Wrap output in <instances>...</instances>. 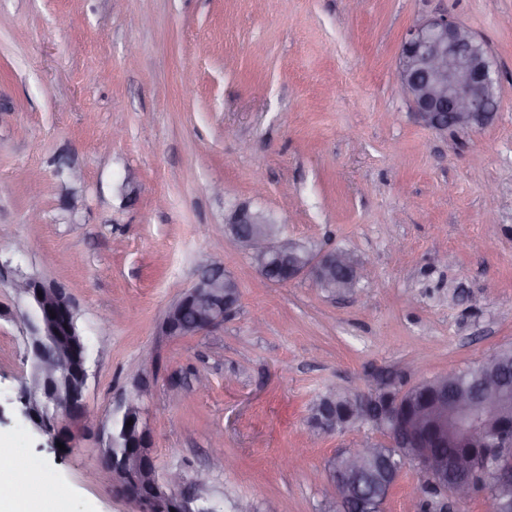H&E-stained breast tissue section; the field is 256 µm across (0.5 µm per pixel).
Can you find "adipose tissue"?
<instances>
[{
  "label": "adipose tissue",
  "instance_id": "adipose-tissue-1",
  "mask_svg": "<svg viewBox=\"0 0 512 512\" xmlns=\"http://www.w3.org/2000/svg\"><path fill=\"white\" fill-rule=\"evenodd\" d=\"M7 455L10 465L0 468V512H30V504L44 496L58 504V496L45 494L50 477L42 465L14 447L8 448Z\"/></svg>",
  "mask_w": 512,
  "mask_h": 512
}]
</instances>
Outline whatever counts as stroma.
I'll use <instances>...</instances> for the list:
<instances>
[{"label":"stroma","instance_id":"1","mask_svg":"<svg viewBox=\"0 0 512 512\" xmlns=\"http://www.w3.org/2000/svg\"><path fill=\"white\" fill-rule=\"evenodd\" d=\"M440 14L496 62L487 125L425 126L396 78L409 28ZM244 201L350 251L356 292L263 281L224 237ZM211 263L239 279L235 312L162 335ZM21 275L66 288L90 346L95 418L62 453L21 412ZM510 345L512 0H0V440L44 462L67 512H136L93 432L137 385L159 469L198 484L202 512H333L329 460L382 435L310 441L319 394L402 390ZM216 435L231 469L209 466Z\"/></svg>","mask_w":512,"mask_h":512}]
</instances>
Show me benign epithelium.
Returning <instances> with one entry per match:
<instances>
[{
    "label": "benign epithelium",
    "instance_id": "obj_1",
    "mask_svg": "<svg viewBox=\"0 0 512 512\" xmlns=\"http://www.w3.org/2000/svg\"><path fill=\"white\" fill-rule=\"evenodd\" d=\"M397 79L417 117L436 130L483 126L499 109L494 58L482 40L446 15L425 17L408 30ZM226 224L229 240L268 283H280L279 273L286 272L290 281L309 277L334 291L351 293L363 276V268L345 250L300 251L301 244L282 237L275 219L247 202L235 207ZM237 282L221 266L206 267L168 308L162 334L190 336L224 324L239 302L234 290ZM13 288L31 312L23 316V323L34 374L20 391L23 415L51 436V447H57L59 431L68 447L73 438L71 424L90 417L84 395L88 345L66 289L35 275L15 279ZM454 377L455 371L450 370L440 380L429 379L402 390L398 397L377 384L349 394L343 408L320 405L313 413V438L368 424L384 434L383 445L396 450L395 458L424 467L426 485L438 496L436 512H460V504L480 487L478 479L487 471L498 512H512V386L500 372L483 381L478 390L461 392L451 385ZM143 398L139 393L120 407L138 425L134 439H144L130 457L134 468L113 466L102 448L104 479L138 512H202L193 509L195 496L185 490L180 472L161 474L153 467V434ZM445 448L449 452H443ZM368 461L381 468L388 488L399 478L400 469L384 449L358 445L356 452L340 457L328 474V484L344 512L372 510L358 491ZM141 480L154 487L149 501L137 494ZM173 500L178 504L175 511L168 508Z\"/></svg>",
    "mask_w": 512,
    "mask_h": 512
}]
</instances>
